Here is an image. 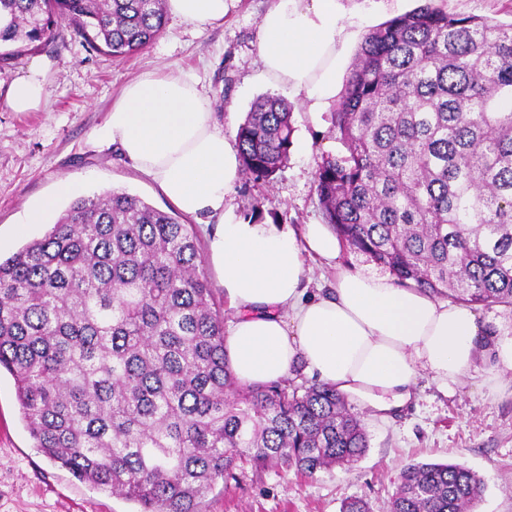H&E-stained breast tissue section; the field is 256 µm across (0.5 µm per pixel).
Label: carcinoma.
Masks as SVG:
<instances>
[{"label":"carcinoma","instance_id":"carcinoma-1","mask_svg":"<svg viewBox=\"0 0 512 512\" xmlns=\"http://www.w3.org/2000/svg\"><path fill=\"white\" fill-rule=\"evenodd\" d=\"M165 0H0V68L66 21L96 52L157 40ZM512 24L425 4L364 38L332 116L341 155L315 192L343 246L401 286L512 307ZM292 110L256 97L241 170L268 184L288 161ZM0 369L35 447L139 512H200L240 463L307 476L369 448L345 396L295 377L240 385L224 353L196 236L175 212L110 190L80 197L0 260ZM483 479L456 463L404 467L387 512H473Z\"/></svg>","mask_w":512,"mask_h":512}]
</instances>
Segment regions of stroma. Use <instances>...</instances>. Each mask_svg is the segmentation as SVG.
<instances>
[{
	"label": "stroma",
	"mask_w": 512,
	"mask_h": 512,
	"mask_svg": "<svg viewBox=\"0 0 512 512\" xmlns=\"http://www.w3.org/2000/svg\"><path fill=\"white\" fill-rule=\"evenodd\" d=\"M272 0H228L222 24L198 30L168 17L152 45L123 59L98 54L61 26L60 39L36 55L0 69V256L9 257L47 232L24 217L55 195L59 180L85 178V195L125 190L169 211L158 186L125 160L103 136L114 99L128 82L152 71L180 72L195 80L227 133H236L252 101L270 93L293 108V145L273 182L254 186L238 178L231 195L238 214L259 207L295 228L322 223L314 181L323 155L343 153L331 111L311 119L306 104L259 75L258 29ZM359 32L404 14L421 0H352ZM444 10L498 23L512 22V0H435ZM47 62L48 97L36 112L10 111L12 80L34 60ZM492 349H485L461 384L441 389L420 378L414 398L382 417L361 410L370 446L351 468L307 477L295 471L235 469L217 480L203 512H340L350 497L386 512L400 470L410 463L452 462L479 474L484 490L476 512H512V371L505 383ZM136 503L75 479L35 448L22 420L15 382L0 373V512H137Z\"/></svg>",
	"instance_id": "stroma-1"
}]
</instances>
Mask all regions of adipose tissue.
<instances>
[{
    "mask_svg": "<svg viewBox=\"0 0 512 512\" xmlns=\"http://www.w3.org/2000/svg\"><path fill=\"white\" fill-rule=\"evenodd\" d=\"M225 7L226 0H167L170 14L198 29L221 23ZM350 15L343 0H274L260 20L262 77L303 96L310 116L336 100L343 52L357 36ZM46 68L33 62L11 82L5 99L13 111L40 108ZM104 136L178 210L213 219L207 259L233 311L224 352L239 384H269L299 367L393 412L412 400L419 378L448 388L469 373L485 334L475 310L399 287L388 274L341 267L329 292L308 290L306 257L335 261L340 239L325 224L297 231L235 212L238 149L195 82L139 76L113 102Z\"/></svg>",
    "mask_w": 512,
    "mask_h": 512,
    "instance_id": "adipose-tissue-1",
    "label": "adipose tissue"
}]
</instances>
